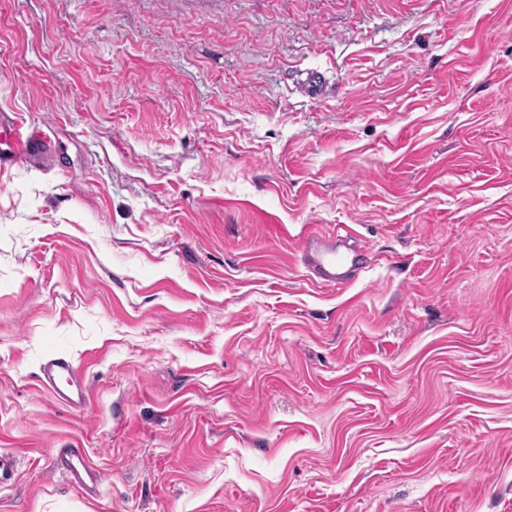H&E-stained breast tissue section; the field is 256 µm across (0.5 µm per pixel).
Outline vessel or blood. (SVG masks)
<instances>
[{
	"label": "vessel or blood",
	"mask_w": 512,
	"mask_h": 512,
	"mask_svg": "<svg viewBox=\"0 0 512 512\" xmlns=\"http://www.w3.org/2000/svg\"><path fill=\"white\" fill-rule=\"evenodd\" d=\"M0 132L8 138L7 148L0 149V168L16 165L22 159L49 149L51 139L39 127H22L7 114H0ZM351 234H336L325 241L316 235L308 236L299 252L300 262L313 271V280L322 287L336 288L345 285L352 277L356 265L370 263L373 259L365 244H352ZM45 383L55 386L57 380L71 382L74 387L68 401L82 408L88 401L87 385L79 365L71 360L53 356L42 366ZM53 471L62 474L71 484L85 491L98 492L104 474L92 466L82 448H57L51 454Z\"/></svg>",
	"instance_id": "b4317fda"
}]
</instances>
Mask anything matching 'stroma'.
I'll use <instances>...</instances> for the list:
<instances>
[{
  "instance_id": "stroma-1",
  "label": "stroma",
  "mask_w": 512,
  "mask_h": 512,
  "mask_svg": "<svg viewBox=\"0 0 512 512\" xmlns=\"http://www.w3.org/2000/svg\"><path fill=\"white\" fill-rule=\"evenodd\" d=\"M2 112L0 512H512V0H0ZM1 128L5 137H10L7 149H0V168L16 165L22 159L48 150L51 146L49 135L40 127H22L7 114H0ZM353 238L349 232L341 234L338 231L334 239L328 241L309 235L299 252L298 261L312 269V279L319 286H343L351 279L356 265L368 264L373 259L366 244H350ZM42 373L44 382L50 388H54L56 379H65L68 385L74 386L75 389L72 396L62 393L67 401L75 407L83 408L86 406L89 398L88 390L79 365L64 357L53 356L43 364ZM51 461L53 472L85 491L97 493L104 481V473L92 466L83 448H54Z\"/></svg>"
}]
</instances>
